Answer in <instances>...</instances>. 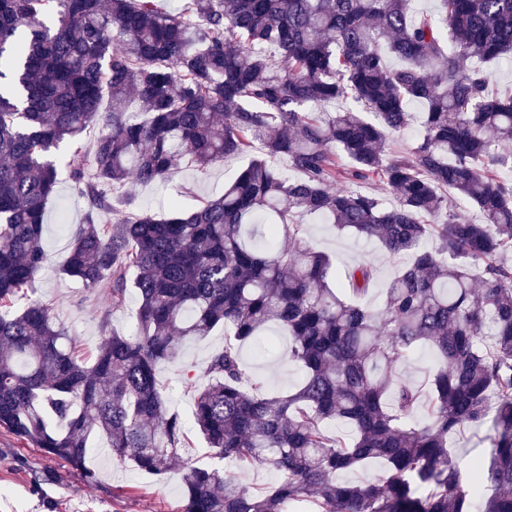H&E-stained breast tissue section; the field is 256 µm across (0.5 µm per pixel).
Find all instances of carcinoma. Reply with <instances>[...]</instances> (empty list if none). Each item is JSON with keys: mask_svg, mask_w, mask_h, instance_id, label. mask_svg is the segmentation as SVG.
<instances>
[{"mask_svg": "<svg viewBox=\"0 0 512 512\" xmlns=\"http://www.w3.org/2000/svg\"><path fill=\"white\" fill-rule=\"evenodd\" d=\"M437 2L185 0L176 16L157 0H0V429L89 485L93 438L159 483L190 431L241 472L280 475L253 491L188 462L177 512H470L487 490L484 512H512V183L498 177L512 167V90L494 85L512 62V0ZM340 99L352 107L321 111ZM412 102L422 133L392 155ZM63 144L88 210L61 273L107 300L89 364L29 298ZM256 144L263 155L189 211L158 218L106 191ZM374 179L394 203L352 189ZM304 213L409 258L381 307L355 302L374 267L338 273L303 240ZM131 294L133 334L108 330ZM273 325L304 372L288 394H268L241 359ZM218 328L224 347L183 417L159 366ZM426 348L441 366L421 426L420 392L391 373ZM487 419V459L461 468L448 434ZM372 461L379 482L340 479Z\"/></svg>", "mask_w": 512, "mask_h": 512, "instance_id": "1", "label": "carcinoma"}]
</instances>
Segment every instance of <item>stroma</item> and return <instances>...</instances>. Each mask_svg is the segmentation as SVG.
<instances>
[{"label": "stroma", "instance_id": "1", "mask_svg": "<svg viewBox=\"0 0 512 512\" xmlns=\"http://www.w3.org/2000/svg\"><path fill=\"white\" fill-rule=\"evenodd\" d=\"M250 161L238 155L225 159L223 166L202 174L190 164H183L169 179L158 184L129 182L127 190L145 211L163 216L172 205L183 209L196 207L201 200L220 195L224 183ZM86 205L76 196L68 176H61L56 196L46 208V265L36 276L37 298L51 304L55 314L76 336L84 357H92L102 339L96 310L104 298L91 294L61 267L67 256L68 236L65 227L77 226L84 219ZM305 242L327 254L335 266L348 268L360 262L371 263L376 276L363 302L380 306L383 289L403 263L390 255L377 241L366 240L349 231H342L314 214L299 216ZM224 344L223 333L186 344L179 363L165 364L159 378L176 409L189 412L193 392L184 382L185 375H194L204 383L203 371L209 355ZM247 371L263 382L273 394L295 389L302 379L299 366L288 359L287 351L278 357L256 360L251 345H243ZM101 439L92 442L88 465L97 475L96 484L83 479L58 462L49 460L37 449L21 445L14 437L0 430V512H173L181 502L183 491L182 465H175L161 483L145 481L128 463L118 464L106 457Z\"/></svg>", "mask_w": 512, "mask_h": 512}]
</instances>
